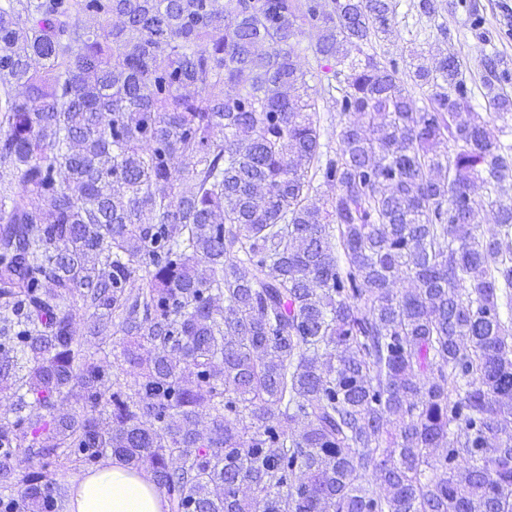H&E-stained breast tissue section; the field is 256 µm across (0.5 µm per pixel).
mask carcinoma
Returning <instances> with one entry per match:
<instances>
[{
    "instance_id": "cac0c4a2",
    "label": "carcinoma",
    "mask_w": 512,
    "mask_h": 512,
    "mask_svg": "<svg viewBox=\"0 0 512 512\" xmlns=\"http://www.w3.org/2000/svg\"><path fill=\"white\" fill-rule=\"evenodd\" d=\"M396 7L0 0V512H56L14 462L57 453L149 470L168 512H512V144L455 54L410 53L420 105L364 50ZM305 27L350 117L332 157ZM75 308L130 338L132 391ZM315 34L313 31L305 29L293 41V50L296 61L306 74L309 92L311 94H323V89L330 81V67L334 65V60H325L316 56L314 52Z\"/></svg>"
}]
</instances>
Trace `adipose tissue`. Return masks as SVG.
I'll return each instance as SVG.
<instances>
[{"label": "adipose tissue", "instance_id": "ef3b65f1", "mask_svg": "<svg viewBox=\"0 0 512 512\" xmlns=\"http://www.w3.org/2000/svg\"><path fill=\"white\" fill-rule=\"evenodd\" d=\"M67 512H165V502L150 473L112 460L76 476Z\"/></svg>", "mask_w": 512, "mask_h": 512}]
</instances>
